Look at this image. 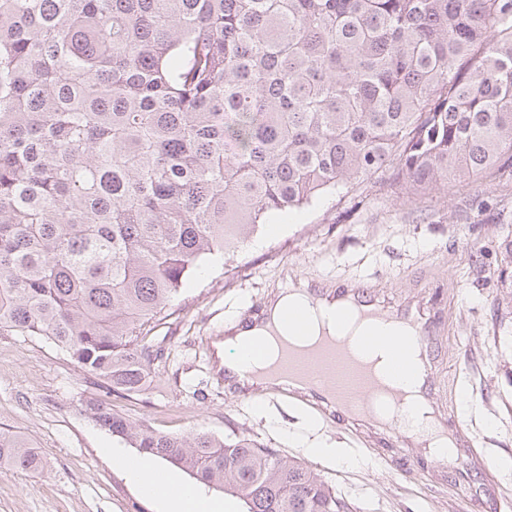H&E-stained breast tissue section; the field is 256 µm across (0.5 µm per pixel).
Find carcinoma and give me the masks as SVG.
<instances>
[{
    "label": "carcinoma",
    "mask_w": 512,
    "mask_h": 512,
    "mask_svg": "<svg viewBox=\"0 0 512 512\" xmlns=\"http://www.w3.org/2000/svg\"><path fill=\"white\" fill-rule=\"evenodd\" d=\"M387 171L414 200L512 184V0H0V332L109 393L154 374L147 326L200 264ZM82 407L244 512H352L244 436ZM2 465L45 460L0 432Z\"/></svg>",
    "instance_id": "1"
}]
</instances>
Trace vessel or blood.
<instances>
[{
    "label": "vessel or blood",
    "instance_id": "b4317fda",
    "mask_svg": "<svg viewBox=\"0 0 512 512\" xmlns=\"http://www.w3.org/2000/svg\"><path fill=\"white\" fill-rule=\"evenodd\" d=\"M308 298L321 302L324 295H334L366 322L394 320L406 325L408 335L392 337L393 373L405 369L404 356L413 348L430 352L434 317L426 315L421 305L404 302L392 304L382 300L378 291L360 279H351L336 284H313L307 290ZM239 323L265 325L271 338L279 345V355L264 367V374L271 386L281 396L304 402L322 419H339L348 424L375 423L379 417L371 404L381 398L396 401L398 389L385 384L365 360V349L381 342L380 336L366 332L364 336L348 341L336 335H324L308 345H298L291 337L282 333L284 327L300 330L306 325L304 313L298 310L285 312L279 323H271L262 305L243 310ZM442 434L451 446L468 448L477 454L475 440L462 433L460 416H452L443 423Z\"/></svg>",
    "mask_w": 512,
    "mask_h": 512
}]
</instances>
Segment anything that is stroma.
<instances>
[{
  "instance_id": "stroma-1",
  "label": "stroma",
  "mask_w": 512,
  "mask_h": 512,
  "mask_svg": "<svg viewBox=\"0 0 512 512\" xmlns=\"http://www.w3.org/2000/svg\"><path fill=\"white\" fill-rule=\"evenodd\" d=\"M256 237L233 259L207 261L156 323L150 336L164 355L140 394H106L46 337L0 334V431L26 437L47 461L39 473L0 467V512H159L103 455L139 451L83 412L92 397L160 433L200 429L276 449L320 474L354 512H495V501L512 497V189L452 185L410 203L357 187L293 211L281 234L262 228ZM355 276L441 315L432 406L449 416L462 385L478 399L465 430L480 451L465 469L434 463L420 440L400 470L387 469L380 459L392 454V437L368 429L356 444L292 402L270 394L247 405L214 379L213 347L252 301L297 279ZM312 445L323 455L310 454Z\"/></svg>"
}]
</instances>
